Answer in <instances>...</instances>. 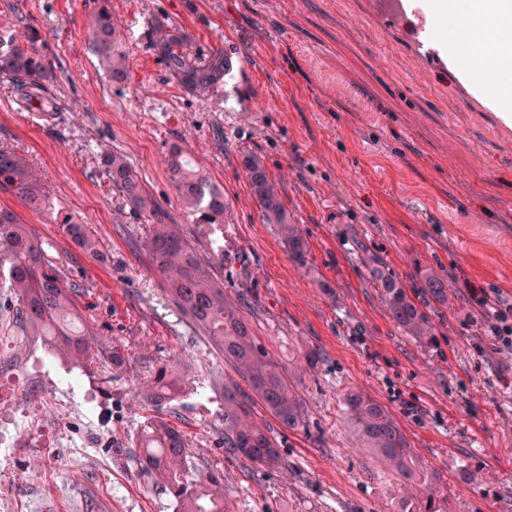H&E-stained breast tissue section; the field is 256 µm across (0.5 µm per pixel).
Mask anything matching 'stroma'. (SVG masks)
Wrapping results in <instances>:
<instances>
[{
    "instance_id": "1",
    "label": "stroma",
    "mask_w": 512,
    "mask_h": 512,
    "mask_svg": "<svg viewBox=\"0 0 512 512\" xmlns=\"http://www.w3.org/2000/svg\"><path fill=\"white\" fill-rule=\"evenodd\" d=\"M100 2L0 0V32L41 30L58 106L43 118L0 82V147L25 157L48 190L39 210L1 191L0 207L32 225L61 276L78 284L75 301L99 337L127 355L107 390L98 373L48 354L40 337L8 338L0 364L14 377L1 395L19 396L36 376L29 398L41 420L84 437L82 421L53 405L69 370L76 399L93 401L105 429L92 450L34 440L0 458V493L15 512H174L134 444L157 413L183 433L192 467L224 474L229 512H393L406 489L359 448L342 403L354 387L394 414L446 512H512V348L494 345L472 297L481 288L512 303V127L440 54L420 0H405L399 15L382 0H110L132 66L122 85L89 49ZM156 20L190 34V58L224 53L223 81L203 96L185 89L151 48ZM174 143L230 203V260L215 279L244 298L255 337L307 404L309 433L276 436L277 470L225 452L222 387L236 374L152 271L146 224L97 166L102 150L125 154L207 259L210 237L166 175ZM246 154L260 159L307 238L312 271L289 260L264 220ZM66 219L85 225L93 248L65 234ZM375 258L425 312L432 344L387 316L368 279ZM428 273L447 280V305L426 298ZM310 349L320 354L311 371ZM177 356L176 399L158 411L138 402L137 384Z\"/></svg>"
}]
</instances>
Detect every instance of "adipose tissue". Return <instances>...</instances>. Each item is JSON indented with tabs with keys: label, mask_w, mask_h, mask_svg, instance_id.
<instances>
[{
	"label": "adipose tissue",
	"mask_w": 512,
	"mask_h": 512,
	"mask_svg": "<svg viewBox=\"0 0 512 512\" xmlns=\"http://www.w3.org/2000/svg\"><path fill=\"white\" fill-rule=\"evenodd\" d=\"M422 7L433 24L455 29V36L441 42V50L511 127L512 44L485 49L480 25L512 27V0H423Z\"/></svg>",
	"instance_id": "1"
}]
</instances>
